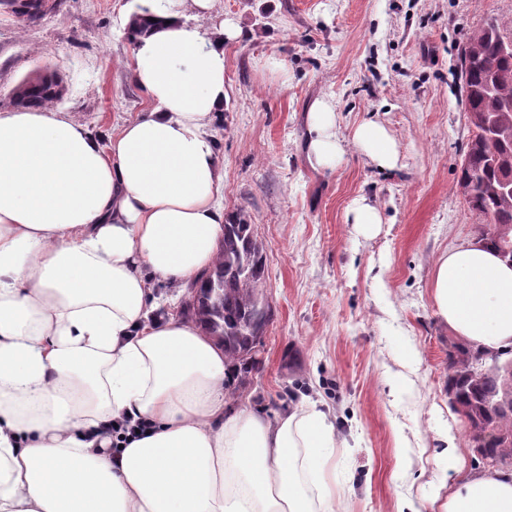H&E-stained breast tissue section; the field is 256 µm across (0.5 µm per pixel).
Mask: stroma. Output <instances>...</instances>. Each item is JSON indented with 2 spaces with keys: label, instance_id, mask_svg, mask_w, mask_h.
Returning <instances> with one entry per match:
<instances>
[{
  "label": "stroma",
  "instance_id": "stroma-1",
  "mask_svg": "<svg viewBox=\"0 0 512 512\" xmlns=\"http://www.w3.org/2000/svg\"><path fill=\"white\" fill-rule=\"evenodd\" d=\"M131 0H63L26 25L0 14V113L25 76L53 71V103L108 141L148 108L128 68L123 30ZM241 27L224 50L226 98L212 121L224 166V214L255 227L273 315L251 360L237 363L230 412L275 418L321 401L348 442L328 478L336 512H437L456 477L447 442L475 470L471 430L448 397V338L432 299L433 268L477 240L481 218L456 183L469 126L457 54L487 19L512 31V0H216L202 26ZM331 100L346 150L334 169L312 167L307 116ZM394 140L395 168L379 169L353 143L364 122ZM365 198L375 235L350 224Z\"/></svg>",
  "mask_w": 512,
  "mask_h": 512
}]
</instances>
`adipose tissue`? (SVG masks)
<instances>
[{
    "instance_id": "1",
    "label": "adipose tissue",
    "mask_w": 512,
    "mask_h": 512,
    "mask_svg": "<svg viewBox=\"0 0 512 512\" xmlns=\"http://www.w3.org/2000/svg\"><path fill=\"white\" fill-rule=\"evenodd\" d=\"M214 0H133L151 20L129 67L151 105L108 144L62 113H0V512H326L338 438L301 403L270 420L224 409V350L153 316L151 281L195 279L217 257L224 168L211 122L225 100L229 19ZM308 160L344 156L327 100L309 114ZM358 149L394 168L368 122ZM432 295L466 343L512 351V264L482 243L440 256ZM153 427L110 449L113 420ZM439 512H512V468L466 472Z\"/></svg>"
}]
</instances>
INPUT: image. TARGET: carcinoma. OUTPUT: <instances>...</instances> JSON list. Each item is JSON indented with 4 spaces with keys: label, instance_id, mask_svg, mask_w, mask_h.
<instances>
[{
    "label": "carcinoma",
    "instance_id": "carcinoma-1",
    "mask_svg": "<svg viewBox=\"0 0 512 512\" xmlns=\"http://www.w3.org/2000/svg\"><path fill=\"white\" fill-rule=\"evenodd\" d=\"M61 5L62 0L34 7L0 0V11L35 25ZM510 39L491 20L472 31L459 49L458 76L470 136L458 188L483 217L480 241L512 262V53L502 50ZM63 94L56 74L36 72L14 87L12 102L20 108L42 107ZM263 272L253 225L229 221L216 263L182 302V312L224 346L229 364L252 358L270 320ZM448 361V393L474 432L478 462L511 466L512 358H487L450 337Z\"/></svg>",
    "mask_w": 512,
    "mask_h": 512
}]
</instances>
